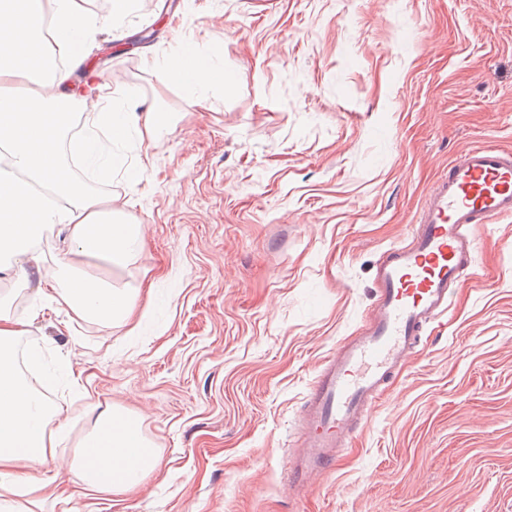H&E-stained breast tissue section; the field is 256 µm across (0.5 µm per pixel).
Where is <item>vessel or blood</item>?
I'll use <instances>...</instances> for the list:
<instances>
[{
  "label": "vessel or blood",
  "instance_id": "b4317fda",
  "mask_svg": "<svg viewBox=\"0 0 512 512\" xmlns=\"http://www.w3.org/2000/svg\"><path fill=\"white\" fill-rule=\"evenodd\" d=\"M503 216H512V153L474 146L431 188L411 242L381 255L366 331L337 347L307 395L304 437L289 462L291 483L335 467L347 428L361 423L422 328L447 312L448 288L476 252L466 225Z\"/></svg>",
  "mask_w": 512,
  "mask_h": 512
}]
</instances>
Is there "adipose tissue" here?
Masks as SVG:
<instances>
[{"label":"adipose tissue","mask_w":512,"mask_h":512,"mask_svg":"<svg viewBox=\"0 0 512 512\" xmlns=\"http://www.w3.org/2000/svg\"><path fill=\"white\" fill-rule=\"evenodd\" d=\"M110 2L109 13L100 15L88 0H0V147L10 155L0 167V277L30 291L32 303L48 300L107 327L130 316L137 294L87 273L82 261L126 267L142 244L140 228L125 222L111 199L88 193L64 153H78L88 170L108 179L125 167L117 145L153 138L161 122L155 107L105 95L104 73L86 63L99 35L119 30L132 12V0ZM143 63L163 86L194 90L198 106L209 90L236 80L223 61L190 42L160 57L144 52ZM78 116L84 123L73 138L69 130ZM49 230L70 238L50 274L40 250ZM32 325L0 295V512H23L17 497L43 485L17 481L16 469L42 461L57 446L48 428L57 409L24 377L41 371L42 358L33 351L17 356ZM158 462L139 418L109 406L80 445L72 482L96 494L103 508L112 495L138 486Z\"/></svg>","instance_id":"obj_1"}]
</instances>
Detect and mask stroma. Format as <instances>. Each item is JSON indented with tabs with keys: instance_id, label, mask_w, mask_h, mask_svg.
<instances>
[{
	"instance_id": "stroma-1",
	"label": "stroma",
	"mask_w": 512,
	"mask_h": 512,
	"mask_svg": "<svg viewBox=\"0 0 512 512\" xmlns=\"http://www.w3.org/2000/svg\"><path fill=\"white\" fill-rule=\"evenodd\" d=\"M125 26L89 62L163 119L126 152L139 179L76 177L141 227L131 265L89 271L140 294L109 327L44 306L20 342L44 354L64 438L26 469L51 487L32 512H96L69 469L109 405L160 454L109 512H512V216L468 225L473 265L336 469L298 490L287 465L381 254L452 160L512 152V0H137ZM179 37L235 85L202 107L160 85L141 54Z\"/></svg>"
}]
</instances>
